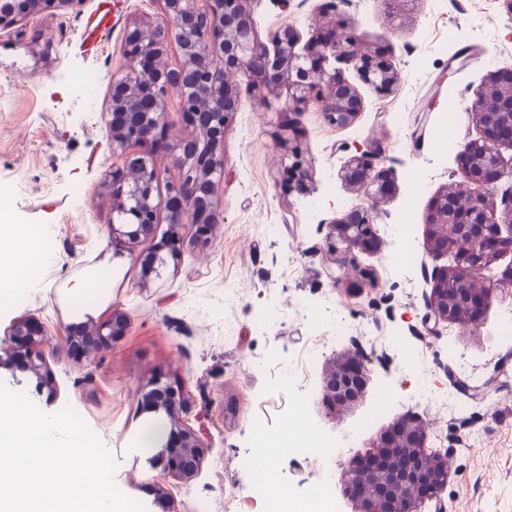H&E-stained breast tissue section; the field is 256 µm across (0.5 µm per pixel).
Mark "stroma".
I'll list each match as a JSON object with an SVG mask.
<instances>
[{
  "mask_svg": "<svg viewBox=\"0 0 512 512\" xmlns=\"http://www.w3.org/2000/svg\"><path fill=\"white\" fill-rule=\"evenodd\" d=\"M323 2L291 0L285 8L251 0L250 8L261 38L290 24L306 40L326 20ZM335 4L364 45L389 51L401 74L394 93L377 94L347 66L344 76L363 101L351 126L328 124L316 105L293 114L314 168L302 195L289 191L288 160L273 137L287 88L260 107L248 75L237 74L241 106L224 133L220 222L207 243L186 245L147 282L138 259L152 240L112 246V202L101 182L123 158L112 149L102 112L83 109L70 79L99 74L98 101L106 103L125 63V29L158 19L159 0H121L95 49L86 23L100 0L35 16L20 33L0 36V189L13 222L40 237L29 281L0 298V355L14 345L15 319L40 322L56 398L46 402L19 357L0 367V381L44 413L72 407L114 458L118 489L145 512H161V484L141 448L156 419L141 391L175 374L196 399L183 419L209 451L190 481L161 485L174 512H252L241 495L250 483L242 458L251 427L283 430L296 403L310 431L334 438L343 453H276L288 498L326 478L336 512H358L342 478L349 460L372 452L400 416L413 413L429 428L427 450L449 462L446 486L421 512H512V340L502 336L512 288L495 287L476 326L435 324L427 308L432 276L449 260L422 247L434 197L460 179L456 152L439 151L436 136L448 129L456 147L478 138L470 107L491 72L512 67V16L501 0ZM38 37L53 40L52 65L32 54ZM452 40L464 52L453 66ZM373 147L389 160L396 191L373 218L381 251L357 255L376 281L361 288L328 252L326 225L364 203L339 171L357 149ZM403 251L412 261L395 262ZM329 297L344 309L345 335H337L334 315L317 323L307 315ZM116 306L130 318L125 336L91 356L69 349V333L106 319ZM263 311L278 312L273 327L257 324ZM344 352L363 356L366 382L355 401L334 409L325 400L326 371ZM384 398L389 409L376 413Z\"/></svg>",
  "mask_w": 512,
  "mask_h": 512,
  "instance_id": "obj_1",
  "label": "stroma"
}]
</instances>
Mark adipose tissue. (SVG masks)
<instances>
[{
	"instance_id": "obj_1",
	"label": "adipose tissue",
	"mask_w": 512,
	"mask_h": 512,
	"mask_svg": "<svg viewBox=\"0 0 512 512\" xmlns=\"http://www.w3.org/2000/svg\"><path fill=\"white\" fill-rule=\"evenodd\" d=\"M33 251L28 226L13 223L9 211L0 209V296L13 285L27 280L28 257Z\"/></svg>"
}]
</instances>
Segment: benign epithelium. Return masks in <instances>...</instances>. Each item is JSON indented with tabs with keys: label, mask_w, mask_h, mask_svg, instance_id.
<instances>
[{
	"label": "benign epithelium",
	"mask_w": 512,
	"mask_h": 512,
	"mask_svg": "<svg viewBox=\"0 0 512 512\" xmlns=\"http://www.w3.org/2000/svg\"><path fill=\"white\" fill-rule=\"evenodd\" d=\"M82 0H0V30H10L44 9L73 10ZM162 17L150 26L134 24L124 33L127 72L112 80L107 126L112 146L124 155L123 166L104 174L102 188L112 196V241L135 243L155 234L159 224L158 188L163 173L153 153L170 152L180 170L178 179L165 183L167 231L152 251L140 258L142 275L160 276L168 260L176 259L183 245L182 229L195 227V239L207 237L220 222L219 182L224 174V132L240 106L231 76L248 74L258 104L283 80L288 81V111L300 112L312 102L323 103L324 118L338 127L354 122L362 109L356 88L339 65H351L361 80L380 95H389L401 80L385 51H361L355 35L328 6L330 24L302 51L298 30L284 26L262 41L250 9V0H162ZM180 49L176 68L162 64L171 43ZM179 100V114L198 135L177 147L165 144L162 132L169 118L166 102L171 93ZM472 116L481 135L467 141L459 152L464 183L449 186L434 200L427 224L431 231L424 250L433 256L453 257V264L434 275L430 310L435 319L465 326L476 324L478 311L490 298L482 286L492 263L512 253V187L502 193V210L491 196L497 183L512 178L500 149L512 148V68L489 75L473 104ZM288 190L307 192L312 166L298 146L288 154ZM345 182L364 190L369 204L353 208L327 225V249L342 245L344 262L355 265L354 250L379 247L373 214L393 190L389 170L379 166L376 149L357 150L344 166ZM129 318L115 309L103 322L73 334L70 345L96 352L125 335ZM12 335L24 346L23 370L39 379L47 400L55 396L53 374L43 352V331L31 320H19ZM365 382L361 358L341 353L331 360L326 374L329 401L344 406L355 400ZM154 410L170 421L176 446L160 451L152 463L163 473L191 480L207 449L193 428L180 422L190 404L183 379L154 383L146 391ZM425 424L416 416L400 418L381 439L372 463L355 458L344 472L347 488L360 501L359 512H418L421 490L432 495L448 482V457L425 450Z\"/></svg>",
	"instance_id": "obj_1"
}]
</instances>
